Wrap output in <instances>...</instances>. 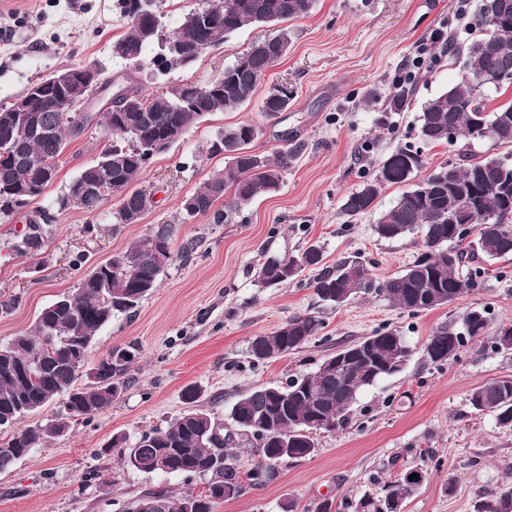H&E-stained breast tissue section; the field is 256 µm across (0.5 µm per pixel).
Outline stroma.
Here are the masks:
<instances>
[{"mask_svg":"<svg viewBox=\"0 0 512 512\" xmlns=\"http://www.w3.org/2000/svg\"><path fill=\"white\" fill-rule=\"evenodd\" d=\"M480 2L317 0L307 18L293 22L291 49L264 80L288 87L291 108L267 116L257 95L248 105L208 114L135 181V188L154 195L140 223H113L112 200L93 213L57 209L51 240L20 256L11 244L21 220L0 219V341L31 331L40 311L73 291L95 264L161 225L174 227L176 254L137 311L114 317L90 352L94 365L113 350L134 351L123 394L94 416L73 418L67 435L0 472V512H126L150 491L202 492L200 478L146 475L100 448L112 434L135 439L166 426L185 410L182 394L190 386L201 391L199 409L227 421L240 394L313 372L339 347L382 328L397 330L413 350L403 372L363 390L346 427L316 434L314 455L277 463L270 480L245 482L240 496L217 512H280L286 498L294 500L296 512H315L326 499L339 512H350L349 502L375 491L378 481L415 467L425 478L404 512H475L483 496L512 483V430L468 403L472 388L512 376V354L497 352L489 335L468 341L441 365L424 353L435 329L458 328L468 308L512 320V256L497 260L462 299L414 314L372 295L342 307L325 304L310 286L309 271L278 287L256 281V269L268 257L313 243L321 246L326 266L358 255L380 280L414 259L419 247L412 238L374 235L376 212L350 223L341 208L372 176L376 161L397 148L418 151L419 181L457 160L460 144L419 139L417 116L462 69L434 34L468 42L465 17ZM127 30L114 0H0V106L37 78L75 63L97 65L108 77L122 74L128 64L113 57L112 43ZM267 33L264 27L245 28L190 66L154 79L142 76L141 92L151 97L179 84L207 83ZM419 55L424 62L408 82V107L391 110L387 102L405 63ZM372 96L378 103L370 107ZM245 122L259 127L256 152L272 155L291 142L303 146L279 191L254 199L221 224L208 216L184 220L183 199L224 165L223 158L208 157L209 142L222 128ZM107 145L95 126L72 140L45 201L60 195ZM309 314L323 323L316 336L284 357L253 363L254 337Z\"/></svg>","mask_w":512,"mask_h":512,"instance_id":"stroma-1","label":"stroma"}]
</instances>
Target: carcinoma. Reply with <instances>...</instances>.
Segmentation results:
<instances>
[{
  "label": "carcinoma",
  "mask_w": 512,
  "mask_h": 512,
  "mask_svg": "<svg viewBox=\"0 0 512 512\" xmlns=\"http://www.w3.org/2000/svg\"><path fill=\"white\" fill-rule=\"evenodd\" d=\"M224 19L209 29L208 50L218 48L226 38L252 26L272 29L269 35L251 44L246 52L224 67L219 84L196 86L191 101L181 108L176 103L188 85H177L167 94L147 99L137 87L133 72L126 84L119 86L112 100V144L99 159L84 167L57 198L56 204L68 208L66 197L81 193L88 181L100 183L103 191L86 193L77 208L94 212L112 198L118 205L112 218L117 224H130L144 215L147 193L131 188L147 168L138 147L154 139L175 144L210 112H222L251 102L267 72L288 54L292 43L287 23L308 16L316 0H221ZM506 16L495 10L498 0H483L473 19L477 35L468 44L448 45V53L463 55L469 70L480 77L482 85L460 79L447 91L429 99L417 116L418 135L429 144L463 141L457 164L443 165L428 177L412 185L373 225L380 238L417 237L420 252L401 273L383 280L373 278L360 257L344 259L336 266L321 267L323 252L310 245L297 254L268 258L257 270V281L269 288L285 285L303 271H317L312 280L315 294L336 306L367 295L385 298L393 306L413 313L431 310L458 300L475 289L478 279L492 261L512 255V158L480 159L469 153L475 142L492 140L512 147V103L490 112L486 93L502 86L491 81L499 71L512 69V0ZM116 10L127 21L128 31L114 42L113 55L151 74L165 75L177 67L195 62L194 34L187 31L191 13L179 19L175 31L167 35L165 25L154 34L145 28L149 17L138 14L133 0H116ZM182 43L190 57L177 56L169 44ZM66 93L42 78L22 95L29 100V114L38 118L43 131L24 135L0 124V217L20 213L14 188H34L25 206L32 212L46 214L49 206L36 202L55 180L59 160L69 144L92 121L87 116L79 126L61 121L63 112L75 113L68 106ZM291 95L284 87H273L263 100L262 110L269 116L288 110ZM257 126L240 123L220 130L209 142L208 155L223 156L224 167L182 202L189 218L212 216L221 224L230 215L260 195L277 192L281 172L296 156L300 145L268 157L253 150L258 138ZM420 166L419 154L410 148H398L377 164L372 178L351 192L342 205L350 220L376 207L382 191L389 185L410 180ZM467 211L478 218L494 213L498 221H476L473 238L461 235L448 223V214ZM172 231L162 227L136 241L126 251L97 264L91 272L95 281L82 280L62 302H52L41 310L29 334L0 343V428L12 431L0 443V471L12 467L44 442L65 435L73 417L92 416L112 405L122 392L120 380L124 368L112 357L88 367V354L100 330L118 314H130L151 294L161 274L174 259ZM312 315L288 319L270 335L255 337L249 346L251 359L257 363L286 356L298 350L321 329ZM494 332L498 351L509 350L501 340L512 335V322H494L484 309L469 308L460 330L440 327L429 337L424 352L428 361L442 364L454 351V339L470 340ZM371 341L366 361L350 370L344 380L336 371V356L325 359L309 374L284 385L269 384L240 396L229 411V419L242 435L255 440L252 451L265 467L248 474L259 481L273 465L286 458L301 459L314 454L317 428L310 425L317 412H326L342 426L359 393L391 378L404 369L412 349L404 336L393 329L376 331L365 337ZM86 376L89 383L79 388L74 382ZM58 395L63 408L55 418L35 426L19 427L30 413ZM201 392L195 387L184 390V400L191 409L174 418L166 427L145 432L130 443L123 434H114L100 453L117 452L124 463L145 474H203L216 481L198 495L189 491L172 496L164 491H150L134 500L128 512H184L193 499V512H216L226 501L224 485L241 484V472L234 455L226 450L233 435L212 414L193 408ZM469 404L478 412L489 413L496 423L512 429V377H504L472 389ZM418 485L398 478L387 481L380 491L366 493L351 504L353 512H380L378 503L387 504V512H399ZM512 501V486L503 485L488 494L477 512H496L493 504Z\"/></svg>",
  "instance_id": "cac0c4a2"
}]
</instances>
